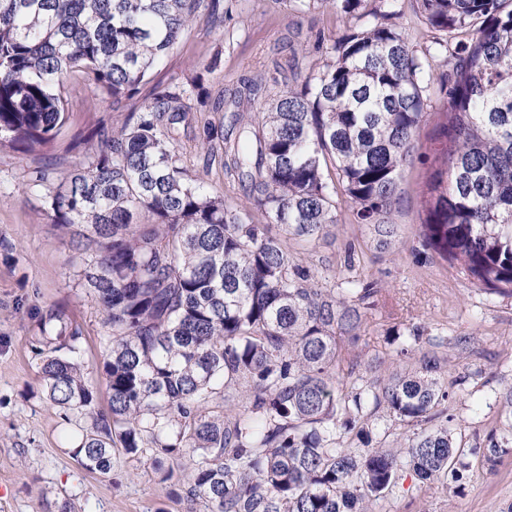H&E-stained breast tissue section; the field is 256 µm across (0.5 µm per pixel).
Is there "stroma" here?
Wrapping results in <instances>:
<instances>
[{
	"label": "stroma",
	"mask_w": 512,
	"mask_h": 512,
	"mask_svg": "<svg viewBox=\"0 0 512 512\" xmlns=\"http://www.w3.org/2000/svg\"><path fill=\"white\" fill-rule=\"evenodd\" d=\"M224 22L199 23L154 67V82L190 88L202 75L211 95L235 88L244 78H278L306 73L318 55L316 38L332 43L353 21L325 4L306 14L288 0H221ZM292 41L294 52L282 51ZM68 119L53 144L27 152L0 149V512H184L170 483L151 462L118 456L107 475L78 468L64 433H77L48 402L37 373L31 343L41 318L62 312L82 336V361L106 407L100 343L103 314L78 283L72 264L75 244L50 224L44 193L28 186L33 171L71 168L94 151L92 133L101 120L118 125L124 111L113 110L81 77L69 78ZM443 108L432 102L405 165L392 221L397 232L379 246L369 229L352 219L344 196H337L338 222L328 235L296 247L303 266L314 272L318 288L341 287L357 276L378 290L356 336L339 341L345 357L386 370L392 355L390 331L419 328L436 343L455 401L454 437L464 448L485 442L490 431L512 432V413L504 405L512 390V296L473 285L429 248L421 226L426 218L427 183L443 139ZM177 138L193 175L223 196L233 209L249 207L237 178L220 164H206L199 151L197 122L180 124ZM460 493L405 478L379 512H506L512 506V456L495 474L473 464Z\"/></svg>",
	"instance_id": "stroma-1"
}]
</instances>
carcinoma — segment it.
Wrapping results in <instances>:
<instances>
[{
	"label": "carcinoma",
	"mask_w": 512,
	"mask_h": 512,
	"mask_svg": "<svg viewBox=\"0 0 512 512\" xmlns=\"http://www.w3.org/2000/svg\"><path fill=\"white\" fill-rule=\"evenodd\" d=\"M332 3L361 21L310 73L249 81L222 99L228 123L206 119L201 149L224 142L265 223L232 211L193 176L176 125L188 91L157 83L97 150L70 170L30 178L46 214L77 238L80 284L99 303L107 408L80 360L79 332L40 323L32 349L47 399L64 420L87 418L71 448L82 470L148 457L158 468L189 452L176 496L187 512H372L412 473L461 491L471 468L456 445L453 397L418 329L390 333L417 366L370 379L343 371L336 333L355 334L377 289L359 280L316 288L288 242L337 224L336 195L386 245L404 166L431 101L446 141L422 234L472 283L512 295V0H415L437 33L418 51L398 0ZM219 19L216 0H0V148L51 144L67 119L68 76L120 104L134 98L193 24ZM448 70L436 75L432 63ZM259 105L255 116L244 105ZM147 214L151 223L142 224ZM281 228L274 235L270 225ZM239 389L245 405L224 409ZM384 412L408 435L386 444ZM495 472L512 437L470 449Z\"/></svg>",
	"instance_id": "cac0c4a2"
}]
</instances>
